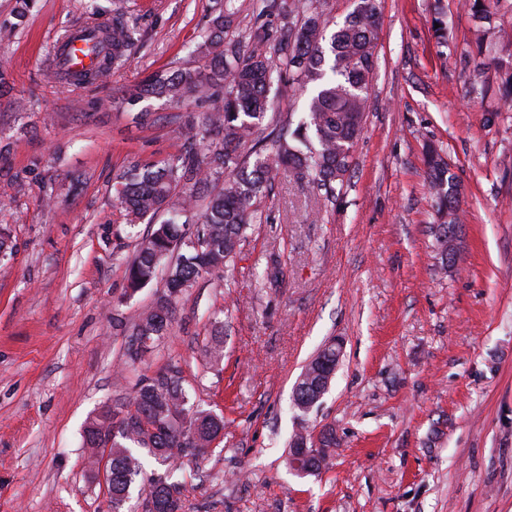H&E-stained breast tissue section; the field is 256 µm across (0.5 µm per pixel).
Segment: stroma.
<instances>
[{
    "instance_id": "1",
    "label": "stroma",
    "mask_w": 512,
    "mask_h": 512,
    "mask_svg": "<svg viewBox=\"0 0 512 512\" xmlns=\"http://www.w3.org/2000/svg\"><path fill=\"white\" fill-rule=\"evenodd\" d=\"M377 66L344 185L275 175L240 254L200 279L145 370L124 325L163 279L126 291L133 240L112 179L182 145L199 105L153 103L147 125L110 101L151 72L193 64L219 0H97L136 23L103 84L48 73L49 45L87 0H36L0 39V512H110L83 451L87 421L171 363L224 418L207 459L146 475L182 512H512V45L481 43L465 0H379ZM447 25L437 44L435 14ZM439 149L460 197V260L442 266L425 164ZM277 258L276 283L258 273ZM224 356L205 363L214 340ZM340 366L310 431L333 433L320 475L288 468L293 385L326 343Z\"/></svg>"
}]
</instances>
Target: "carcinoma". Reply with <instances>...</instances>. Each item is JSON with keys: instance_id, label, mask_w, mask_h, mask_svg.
Masks as SVG:
<instances>
[{"instance_id": "1", "label": "carcinoma", "mask_w": 512, "mask_h": 512, "mask_svg": "<svg viewBox=\"0 0 512 512\" xmlns=\"http://www.w3.org/2000/svg\"><path fill=\"white\" fill-rule=\"evenodd\" d=\"M236 0H224L194 53L197 64L158 71L112 100L119 108L145 101L179 104L205 102L224 90L221 106L190 114L182 125V148L154 163H133L112 184L130 227L153 225L137 233L127 262L130 293L150 284L168 263L163 289L153 305L140 313L131 335L144 349L128 344L124 363L144 361L167 333L178 297L199 279L234 261L250 226L261 221L258 202L273 171L294 170L312 186L333 192L343 185L350 158L365 123L369 89L375 72L379 0H353L341 23L329 21L313 0H258L247 46L229 35L237 14ZM479 27L496 29L490 0H466ZM296 14L300 24L284 28L273 52L262 49L259 32L271 16ZM89 20L103 33L96 43L100 63L76 80L103 83L113 69L125 64L135 26L127 15H112V25L100 24L102 14L91 9ZM311 89L298 122L274 125L259 146L257 130L267 114L277 110L270 96L283 73ZM428 184L437 212L457 223L454 176L444 157L428 156ZM224 432V417L190 402L183 370L176 363L144 374L121 403L90 420L84 433L89 465L97 449L112 439V512H129L133 491L144 496L145 512H182L180 488L160 478L144 479L143 460L165 462L194 458L213 451Z\"/></svg>"}]
</instances>
